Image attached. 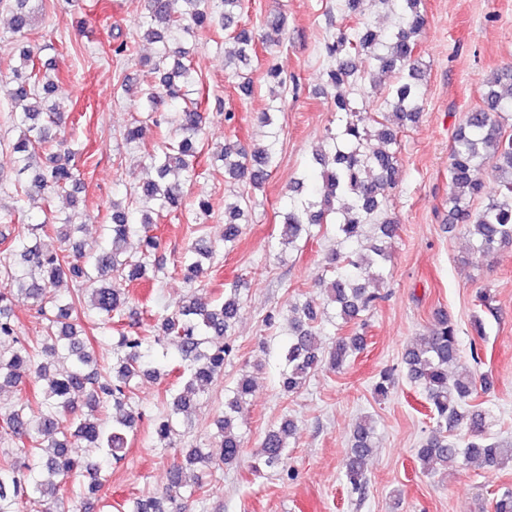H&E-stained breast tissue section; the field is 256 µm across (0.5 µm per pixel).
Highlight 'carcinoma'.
Returning a JSON list of instances; mask_svg holds the SVG:
<instances>
[{"instance_id": "obj_1", "label": "carcinoma", "mask_w": 512, "mask_h": 512, "mask_svg": "<svg viewBox=\"0 0 512 512\" xmlns=\"http://www.w3.org/2000/svg\"><path fill=\"white\" fill-rule=\"evenodd\" d=\"M36 2L0 0V7L10 14L14 36L25 38L35 27ZM177 3L183 9H175ZM220 3L224 11L219 13L215 0H140L139 28L148 39L162 43L156 60L143 74L146 118L158 128L170 125L168 134L148 152L156 178L135 190L142 207L140 226L132 224L126 204L112 202L110 223L102 225L103 244L88 253L79 239L85 221L75 213L57 210L46 222L27 225L19 243L0 252V339L11 340L9 348H0V384L15 389L32 385L26 398L0 410V437H9L23 449L21 458L0 457V512H18L20 503L34 512H51V505L80 490L82 477L90 479L89 494L103 490L112 462L125 458L128 436L142 417L133 381L159 375L149 359L152 345L175 348L185 362L184 387L165 391L162 411L154 419L155 434L166 448L176 446L181 418L195 406L196 397L224 374V365L233 355L232 329L241 303L238 280L224 289V301L218 304L192 299L160 314L159 333L154 337L134 324H125L112 337L110 367L100 366L87 345L90 335H103L112 324L124 321L130 284L147 281L154 287L168 276L154 260L162 241L151 233L152 213L184 206L183 186L195 173L205 135L198 102L189 97V87L199 83V78L186 64L188 39L205 36L216 21L222 24L232 43L226 65L232 66L235 89L244 97L254 92L251 70L262 53L266 54L265 77L277 88L273 100L283 99L290 83L298 89L297 80H288L268 57L269 47L283 36L285 15L270 14L265 32L257 35L241 24L244 0ZM426 23L423 0H400V21L389 33L356 24L324 37L323 52L329 60L326 89L333 93L336 111H355L339 88L365 80L359 62L371 49H378L373 54L374 69L392 75L395 82L382 93L376 84L370 85V93L380 95L383 105L382 120L371 132L352 121L327 132L313 153L320 169L319 187L283 215L278 238L283 250L300 249V243L311 236L310 227L323 224L332 227L340 242L350 245L349 250H336L327 258L324 274L318 277L322 300L307 297L289 305L290 336L280 350L286 393L299 390L324 365L333 371L342 369L365 349L364 316L376 309L381 293L363 280V274L391 258L388 242L396 236L398 222L385 215L383 205L397 186L398 134L421 115L425 75L416 56V38ZM173 29L183 35L177 42L167 39ZM11 83V100L22 106V111L10 113L18 136L4 144L11 156L16 196L21 201L39 198L48 207L60 191L75 196L81 178L74 161L82 150L54 132L62 122L56 105L49 103L55 80L28 51L12 68ZM168 100H181L184 106L168 115L159 110ZM511 114L512 70L504 68L486 79L483 106L466 113L448 157V223L463 225L477 258L512 244V135L505 129ZM220 157L225 179L250 189L262 187L277 164L271 144L248 151L228 141L220 147ZM486 172L498 183L499 196L475 209L474 202L485 196ZM373 219L378 242L364 249L352 247L364 224ZM247 220L246 198L236 193L234 201L224 204L220 240L207 236L201 225L192 228L194 238L181 261L185 279L193 283L205 269L215 267L222 248L237 242ZM52 227L64 242L55 251L41 243L42 234ZM136 232L140 233V248L131 253L127 244ZM49 284L56 290L48 289ZM19 301L27 303L32 316L44 324L40 339L21 335L14 315ZM321 312L343 325H356V330L324 349L316 327ZM459 360L456 325L447 311L439 310L434 326L403 355L406 376L421 389L432 420L429 436L416 449V460L425 470L438 466L453 471L471 464L499 469L512 462V447L487 437L485 411L470 404L478 391L493 387V377L485 374L477 379L466 366L448 373V366ZM55 362L69 367L52 375L50 367ZM253 386L252 376L242 374L227 389L224 416L217 419L219 455L200 446L181 449L165 493L130 499L123 512H181L185 494L204 498L208 478L240 459L239 420ZM80 396L86 398V413L77 405ZM109 407L119 411L110 420L105 416ZM296 432L291 418L270 429L257 450L258 464L279 473ZM374 438L372 420L361 419L344 461L347 485L355 493L366 488V464ZM83 448L99 449V459L82 460Z\"/></svg>"}]
</instances>
